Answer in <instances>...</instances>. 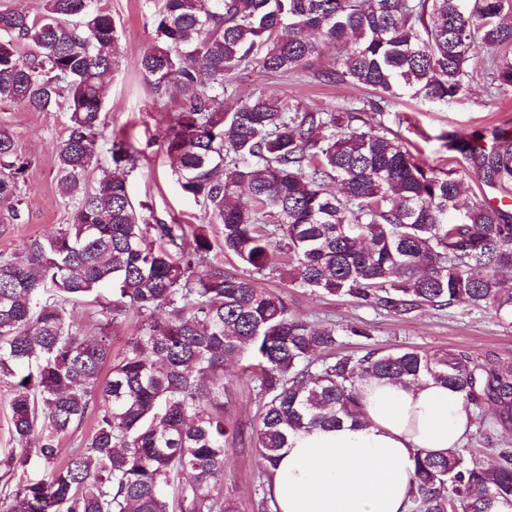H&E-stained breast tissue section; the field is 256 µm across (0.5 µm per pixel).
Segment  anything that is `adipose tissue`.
Here are the masks:
<instances>
[{"label": "adipose tissue", "mask_w": 512, "mask_h": 512, "mask_svg": "<svg viewBox=\"0 0 512 512\" xmlns=\"http://www.w3.org/2000/svg\"><path fill=\"white\" fill-rule=\"evenodd\" d=\"M473 427L463 394L442 382L364 380L356 419L289 436L274 498L280 512H407L417 451L448 453Z\"/></svg>", "instance_id": "1"}]
</instances>
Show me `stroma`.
Returning <instances> with one entry per match:
<instances>
[{
    "instance_id": "1",
    "label": "stroma",
    "mask_w": 512,
    "mask_h": 512,
    "mask_svg": "<svg viewBox=\"0 0 512 512\" xmlns=\"http://www.w3.org/2000/svg\"><path fill=\"white\" fill-rule=\"evenodd\" d=\"M118 29L124 62L113 73L105 97V136L124 143L138 154L135 168L123 174L141 213L151 224H181L186 229L204 227L213 249L208 259L224 268L233 262L225 258L222 228L200 203L181 194L171 176L165 136L176 105L161 100L148 81L134 67L135 60L152 44L155 17L161 0H105ZM227 95L237 99L264 93L300 103L314 110L339 106L349 111L353 126L370 123L382 131L397 134L424 163L458 171L465 187V201L495 198L497 190L483 185L467 163L455 157L444 145L443 136L460 135L481 129L492 133L505 129L512 133V89H498L486 61H479L474 76L466 81L455 102L435 106L402 95L384 103L382 111L369 107L374 95L369 88L353 84H325L313 72L272 77L257 67L240 68L227 77ZM68 114L31 112L17 104L0 103V129L8 130L17 153L29 163L19 182L20 216L0 223V256H21L30 239L51 235L70 224L73 204L58 186L56 147L66 135ZM288 267L280 260L277 270L265 271L266 287L287 289L292 313L320 325L365 329L362 337L346 339L345 348H414L425 353L465 352L490 366L512 364V324L501 322L488 309L454 307L445 310L424 308L396 314L345 297H330L306 288H287L281 273ZM244 361L228 363L224 369L232 382L233 397L228 407L231 419L245 437L229 452L224 476L219 482L226 497L239 512H264L258 488L263 463L248 436L256 411L255 384L243 374ZM512 448V424H501L495 409L484 405L465 444L469 458L480 464L494 463L500 448Z\"/></svg>"
}]
</instances>
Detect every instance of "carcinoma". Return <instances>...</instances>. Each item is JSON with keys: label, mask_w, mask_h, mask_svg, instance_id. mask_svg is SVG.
Listing matches in <instances>:
<instances>
[{"label": "carcinoma", "mask_w": 512, "mask_h": 512, "mask_svg": "<svg viewBox=\"0 0 512 512\" xmlns=\"http://www.w3.org/2000/svg\"><path fill=\"white\" fill-rule=\"evenodd\" d=\"M511 15L512 0H162L139 68L157 97L179 103L166 134L175 182L206 206L243 267L198 274L212 249L203 228L148 224L125 177L88 180L105 143V79L122 65L112 14L100 0L0 10V103L69 113L56 163L74 200L59 233L0 258V382L12 388L11 433L23 443L0 460L14 481L0 512H238L213 479L242 434L224 418V363L243 355L258 382L253 444L266 468L290 434L355 419L357 384L369 377L430 376L511 422V365L342 351L341 336L366 332L291 315L287 296L255 275L285 249L294 288L398 313L489 307L512 322V288L499 277L512 269V206L461 202L457 171L371 125L351 128L341 108L224 97V79L251 63L364 85L382 101L446 105L481 51L512 87ZM325 50L335 67L314 69ZM443 139L486 186L512 187V135L489 148L479 132ZM110 152L116 166L136 165L124 143ZM26 167L0 129V203L13 220ZM77 301L99 308L102 330L130 311L144 324L114 355L108 336L82 334L69 311ZM162 309L167 318L153 319ZM91 414L93 434L60 461L59 436ZM497 454L486 468L462 448L419 452L411 512H497L512 501V450Z\"/></svg>", "instance_id": "1"}]
</instances>
